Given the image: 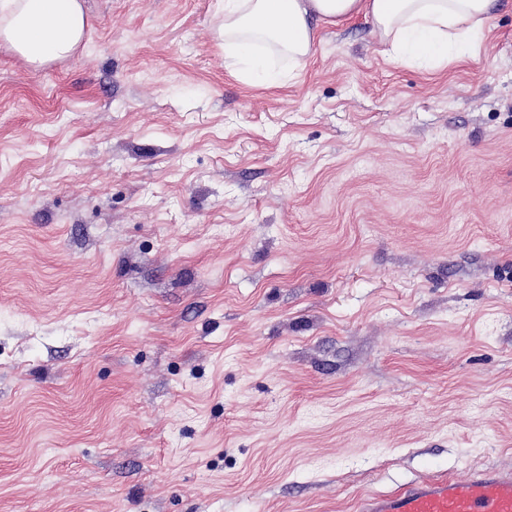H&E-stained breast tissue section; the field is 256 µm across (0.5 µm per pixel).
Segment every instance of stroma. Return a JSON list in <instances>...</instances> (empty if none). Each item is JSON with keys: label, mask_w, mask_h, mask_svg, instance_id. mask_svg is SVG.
Wrapping results in <instances>:
<instances>
[{"label": "stroma", "mask_w": 512, "mask_h": 512, "mask_svg": "<svg viewBox=\"0 0 512 512\" xmlns=\"http://www.w3.org/2000/svg\"><path fill=\"white\" fill-rule=\"evenodd\" d=\"M475 56L318 24L231 76L218 0L0 46V512H357L512 470V0Z\"/></svg>", "instance_id": "1"}]
</instances>
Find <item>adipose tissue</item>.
<instances>
[{"instance_id":"adipose-tissue-1","label":"adipose tissue","mask_w":512,"mask_h":512,"mask_svg":"<svg viewBox=\"0 0 512 512\" xmlns=\"http://www.w3.org/2000/svg\"><path fill=\"white\" fill-rule=\"evenodd\" d=\"M501 0H224L220 46L233 76L246 44L258 42L304 62L313 52V21L341 26L363 17L392 61L407 56L448 62L463 57L488 28ZM87 27L81 0H0V43L33 67L65 59Z\"/></svg>"}]
</instances>
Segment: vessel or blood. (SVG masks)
I'll list each match as a JSON object with an SVG mask.
<instances>
[{
  "label": "vessel or blood",
  "mask_w": 512,
  "mask_h": 512,
  "mask_svg": "<svg viewBox=\"0 0 512 512\" xmlns=\"http://www.w3.org/2000/svg\"><path fill=\"white\" fill-rule=\"evenodd\" d=\"M361 512H512V473L481 471L463 480L433 477L364 498Z\"/></svg>",
  "instance_id": "b4317fda"
}]
</instances>
